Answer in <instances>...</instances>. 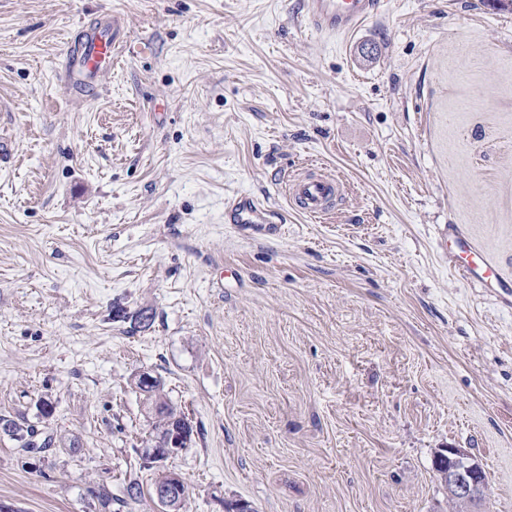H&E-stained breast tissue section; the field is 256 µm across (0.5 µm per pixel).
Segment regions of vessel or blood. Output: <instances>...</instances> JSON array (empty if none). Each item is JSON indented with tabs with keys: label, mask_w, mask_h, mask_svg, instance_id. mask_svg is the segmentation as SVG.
Instances as JSON below:
<instances>
[{
	"label": "vessel or blood",
	"mask_w": 512,
	"mask_h": 512,
	"mask_svg": "<svg viewBox=\"0 0 512 512\" xmlns=\"http://www.w3.org/2000/svg\"><path fill=\"white\" fill-rule=\"evenodd\" d=\"M380 4L381 0H304L303 10L309 28L328 36H344L374 17ZM122 46L117 31L83 29L78 44L70 50L72 70L81 86L90 90L98 88L101 79L111 71ZM337 191L334 176L305 174L293 179L290 202L301 213L319 215L330 210ZM271 215V210L257 199L244 195L233 201L224 219L230 224L266 232L272 227ZM441 243L447 247V256L454 268L467 279L486 287L512 291V275L504 274L499 261L459 226L445 225Z\"/></svg>",
	"instance_id": "b4317fda"
}]
</instances>
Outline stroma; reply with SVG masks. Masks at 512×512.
<instances>
[{
	"instance_id": "35a3bbf8",
	"label": "stroma",
	"mask_w": 512,
	"mask_h": 512,
	"mask_svg": "<svg viewBox=\"0 0 512 512\" xmlns=\"http://www.w3.org/2000/svg\"><path fill=\"white\" fill-rule=\"evenodd\" d=\"M111 14L134 51L92 94L66 54ZM310 171L344 186L319 217ZM248 194L280 235L225 223ZM448 224L512 269V11L383 0L325 38L303 0H0V415L50 441L0 434V507L171 472L181 512H451L458 448L512 512V300ZM144 371L194 427L152 464ZM337 192L338 184L334 176L305 174L292 180L290 202L301 213L319 215L330 210ZM441 243L445 256L467 279L485 287L501 288L506 292L511 290L512 293V275H505L499 261L459 226L445 225Z\"/></svg>"
}]
</instances>
